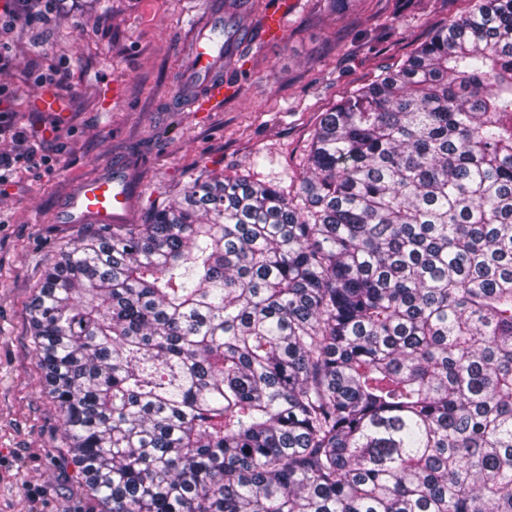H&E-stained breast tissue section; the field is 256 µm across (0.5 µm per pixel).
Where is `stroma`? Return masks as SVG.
Here are the masks:
<instances>
[{
	"mask_svg": "<svg viewBox=\"0 0 512 512\" xmlns=\"http://www.w3.org/2000/svg\"><path fill=\"white\" fill-rule=\"evenodd\" d=\"M65 0L66 15L0 31L10 63L0 87L9 122L26 143L0 138V154L35 148L0 186V512H99L66 450L59 409L44 388L29 305L62 248L97 225L61 213L83 181L118 166L130 172L128 223L176 198L200 172L293 192L308 171L315 129L350 92L400 63L470 0H348L339 16L321 0H287L278 37L265 28L280 0ZM224 11L220 112H195L187 73L190 18ZM59 72L62 114L35 108V81ZM124 94L112 99V81Z\"/></svg>",
	"mask_w": 512,
	"mask_h": 512,
	"instance_id": "obj_1",
	"label": "stroma"
}]
</instances>
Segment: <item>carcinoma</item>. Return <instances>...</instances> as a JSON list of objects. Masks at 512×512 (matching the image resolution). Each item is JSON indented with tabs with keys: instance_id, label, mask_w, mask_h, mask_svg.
Returning <instances> with one entry per match:
<instances>
[{
	"instance_id": "obj_1",
	"label": "carcinoma",
	"mask_w": 512,
	"mask_h": 512,
	"mask_svg": "<svg viewBox=\"0 0 512 512\" xmlns=\"http://www.w3.org/2000/svg\"><path fill=\"white\" fill-rule=\"evenodd\" d=\"M471 2L325 113L301 193L201 175L45 271L103 512H512V0Z\"/></svg>"
}]
</instances>
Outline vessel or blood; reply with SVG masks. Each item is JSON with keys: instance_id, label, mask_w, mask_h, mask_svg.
Returning <instances> with one entry per match:
<instances>
[{"instance_id": "b4317fda", "label": "vessel or blood", "mask_w": 512, "mask_h": 512, "mask_svg": "<svg viewBox=\"0 0 512 512\" xmlns=\"http://www.w3.org/2000/svg\"><path fill=\"white\" fill-rule=\"evenodd\" d=\"M193 34L195 50L191 82L195 95L191 106L198 112L221 111L228 91L220 67L224 54L223 13H212L194 29ZM129 183V175L120 169L84 182L68 200L65 210L67 223L80 224L89 219L104 224L123 223L133 201Z\"/></svg>"}]
</instances>
